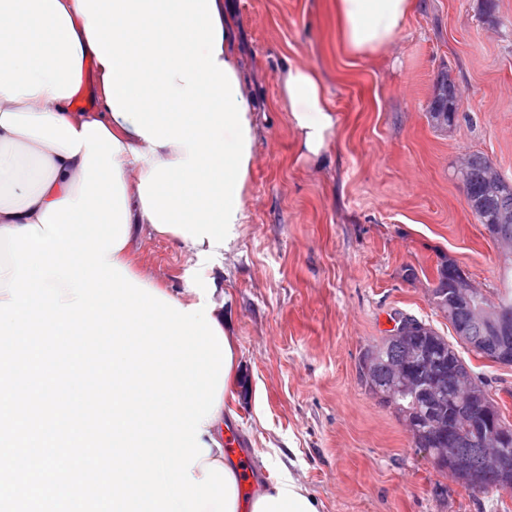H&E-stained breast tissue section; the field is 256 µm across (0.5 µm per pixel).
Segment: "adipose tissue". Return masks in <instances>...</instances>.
I'll return each instance as SVG.
<instances>
[{"mask_svg":"<svg viewBox=\"0 0 512 512\" xmlns=\"http://www.w3.org/2000/svg\"><path fill=\"white\" fill-rule=\"evenodd\" d=\"M415 0H336L354 54L384 52ZM224 0H0V114L51 115L75 130L99 121L120 143L127 230L147 225L189 259L221 265L243 221L254 159V109L231 53ZM288 118L306 156L326 152L336 126L317 70L280 75ZM83 154L0 126V229L36 225L49 204L77 198ZM223 409L203 421L214 463L224 452ZM234 512H318L284 471Z\"/></svg>","mask_w":512,"mask_h":512,"instance_id":"adipose-tissue-1","label":"adipose tissue"}]
</instances>
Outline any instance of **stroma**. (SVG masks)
Here are the masks:
<instances>
[{"label": "stroma", "mask_w": 512, "mask_h": 512, "mask_svg": "<svg viewBox=\"0 0 512 512\" xmlns=\"http://www.w3.org/2000/svg\"><path fill=\"white\" fill-rule=\"evenodd\" d=\"M256 108L244 220L219 284L240 351L226 394L253 497L283 470L320 512H512V496H471L416 448L405 422L360 384L362 354L402 311L445 336L431 299L436 266L457 261L495 297L504 250L471 213L455 175L482 152L512 180V0H417L384 53L352 54L336 0H230ZM317 69L337 118L321 159L303 156L279 75ZM451 69L470 121L433 129L427 105ZM136 271L177 291L195 271L172 241L141 235ZM512 421V366L460 347Z\"/></svg>", "instance_id": "35a3bbf8"}]
</instances>
